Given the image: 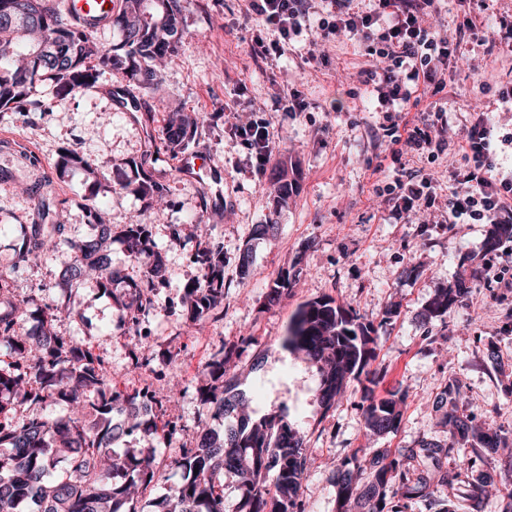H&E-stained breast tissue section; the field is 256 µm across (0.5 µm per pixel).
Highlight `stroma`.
I'll use <instances>...</instances> for the list:
<instances>
[{
    "label": "stroma",
    "instance_id": "35a3bbf8",
    "mask_svg": "<svg viewBox=\"0 0 512 512\" xmlns=\"http://www.w3.org/2000/svg\"><path fill=\"white\" fill-rule=\"evenodd\" d=\"M247 5V0H185L182 49L173 65L161 68L159 93L133 89L140 112H126L113 99L112 89L127 84L119 72L63 97L46 82L33 91L30 111H0V225L46 221L29 196L16 190L21 178L46 205L67 200L69 240L88 234L85 206L94 202L113 226L153 224L166 258L167 281L141 329L154 352L171 356L162 372L131 371V331L114 296L143 267L130 261L120 242L112 244L118 279L111 294L92 282L79 286L80 320L62 317L54 323L59 335L107 350L118 390H157L169 375L180 379L164 415L177 432L156 443L160 481L140 498V512H151V501L181 481L170 463L189 445L200 418L201 367L221 346L238 348L241 388L256 415L288 413L305 433L315 460L304 483L306 512H336L338 469L366 444L361 399L348 395L323 410L316 369L281 346L298 307L323 295L378 324V360L388 373L376 392L382 396L397 388L406 396L397 432L379 438L378 447L408 448L422 438H443L432 402L452 378L462 382L461 401L478 425L512 432V397L503 392L512 381V288L500 287L491 271L479 267L484 256L494 268L512 266V240L489 253L487 225L448 223V184L460 157L409 154L393 161L383 115L367 111L369 94L358 80L359 71L372 64L365 46L345 37L321 40L312 19L303 22L284 55L257 58L251 51L255 41L268 43L276 34L249 17ZM507 14L512 15V0H485L473 14L475 30L444 70L447 86L433 101L446 111L453 139L462 138L474 112L491 113L497 125L512 126V111L478 88L483 81L512 84V54L489 49L497 18ZM319 46L325 51L321 58L313 55ZM292 91L305 100L306 111H277L276 101ZM176 111L198 122L190 151L208 165L194 178L181 173L182 151L165 146V120ZM239 119L266 120L279 139L269 164L287 168L297 186L286 205H278L270 175L254 176L234 131ZM161 146L166 152L159 159L155 152ZM64 147L98 163L109 187L94 185L78 169L59 172ZM137 163L167 187L165 208L145 210L143 201L125 190ZM403 170L435 174L439 183L433 207L398 219L374 187ZM174 224L180 229L176 236L170 230ZM257 224L277 230L257 240L252 236ZM206 234L224 247V301L208 321L193 322L185 289L199 276L193 255ZM246 250L252 270L243 279L236 265ZM58 271L50 262L20 272L16 298L27 299L32 309L52 303ZM287 271L293 275L287 293L265 306L268 289ZM470 273L475 280L467 305L445 321L423 326L420 313L436 291ZM392 305L397 314L384 319ZM491 342L500 350L495 364L484 355Z\"/></svg>",
    "mask_w": 512,
    "mask_h": 512
}]
</instances>
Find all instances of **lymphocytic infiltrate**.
Listing matches in <instances>:
<instances>
[{"instance_id": "lymphocytic-infiltrate-1", "label": "lymphocytic infiltrate", "mask_w": 512, "mask_h": 512, "mask_svg": "<svg viewBox=\"0 0 512 512\" xmlns=\"http://www.w3.org/2000/svg\"><path fill=\"white\" fill-rule=\"evenodd\" d=\"M318 27L324 35L346 34L365 44L374 57L373 67L361 70L359 81L372 87V111L383 113L394 156L409 153L439 158L448 152L462 155L466 167L455 172L448 186V221L452 224L512 223V169L499 167L497 145L511 146L512 131L503 132L488 113H476L461 140L447 137L444 110L430 114L426 128L410 126L403 111L417 90L438 95L445 88L444 67L474 28L464 16L455 38L433 34L426 22L438 12L442 0H372L368 11L354 8V0H321ZM248 12L278 39L256 42L260 55L285 53L300 34L309 12L308 0H248ZM236 134L251 151L256 173H263L277 141L269 124L250 120L236 124ZM436 180L430 174L400 175L381 187L397 214L410 213L421 204H434Z\"/></svg>"}]
</instances>
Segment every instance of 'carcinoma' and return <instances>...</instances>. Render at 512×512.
I'll use <instances>...</instances> for the list:
<instances>
[{
    "mask_svg": "<svg viewBox=\"0 0 512 512\" xmlns=\"http://www.w3.org/2000/svg\"><path fill=\"white\" fill-rule=\"evenodd\" d=\"M182 0H123L110 27L119 32L111 44L98 42L79 19L67 14L58 0H0V110L24 112L36 85L50 82L58 95L93 86L100 74L117 71L140 89H159V60L168 64L183 44ZM196 122L184 117L166 122L168 144L187 149ZM62 170L80 169L99 180L98 165L66 147ZM125 187L161 207L166 187L148 178ZM88 223L100 232L70 244L73 255L61 264L64 284L95 275L98 287L112 292V238L128 257L144 264L138 282L127 289L122 305L134 331L155 309V291L167 278L165 258L154 243L152 224H125L119 231L95 204L87 205ZM63 224H30L17 236L9 270L0 269V295L14 292V273L34 268L60 253ZM512 239V224H492L485 247L491 251ZM200 278L186 288L190 320L209 318L224 298V247L204 239L194 256ZM475 275H463L439 289L421 313L423 324L444 320L448 312L467 304ZM290 286L280 275L266 295L265 305L279 302ZM21 299L0 311V512H139L135 492L156 481L155 454L128 450L110 453L113 442L138 432L160 437L157 420L164 415L166 396L143 389L122 392L112 386L106 351L53 330L55 312L63 309L77 320L68 302L25 309ZM132 364L152 366L156 354L133 336ZM377 328L362 322L355 310L321 296L304 303L282 340L284 349L303 353L319 374L317 398L330 409L357 382L368 438L396 431L405 395L396 389L375 395L387 368L377 362ZM233 352L216 350L202 368L199 402L204 420L212 421L171 462L183 480L152 502L153 512H224V473L239 478L237 512H305L300 499L313 465L306 436L282 414L258 419L245 412L231 425L224 420L249 398L239 390ZM461 386L450 381L435 395L434 412L447 427L442 440L423 438L413 448H363L342 462L337 474L336 512H402L401 501L415 500L438 512H448V500L460 498L467 512H486L485 480L475 484L467 472L488 454L512 447L504 431L488 432L460 411ZM34 413L20 415L21 407ZM274 473L273 488L265 476Z\"/></svg>",
    "mask_w": 512,
    "mask_h": 512,
    "instance_id": "obj_1",
    "label": "carcinoma"
}]
</instances>
